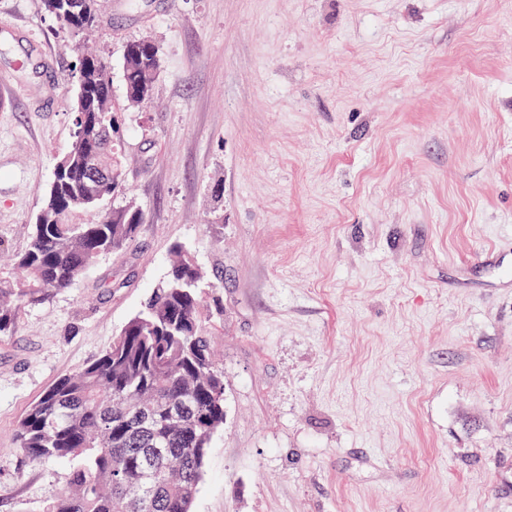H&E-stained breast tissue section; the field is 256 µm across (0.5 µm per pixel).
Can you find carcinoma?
Wrapping results in <instances>:
<instances>
[{"label": "carcinoma", "mask_w": 512, "mask_h": 512, "mask_svg": "<svg viewBox=\"0 0 512 512\" xmlns=\"http://www.w3.org/2000/svg\"><path fill=\"white\" fill-rule=\"evenodd\" d=\"M69 2L43 0V6L77 36L97 27L99 0H75L74 12ZM159 64L153 41L125 46L129 105L151 101ZM75 70L72 144L55 163L27 247L14 257L20 276L0 277V336L10 334L21 307L48 303L102 256L127 249L144 221L141 210L125 206L93 224L68 222L122 185L111 67L101 55L82 51ZM90 163L107 175L93 194ZM200 279L192 260L179 255L112 347L60 378L28 409L17 451L74 462L42 512H189L211 439L224 426V369L214 359ZM129 485L143 487L142 501L126 495Z\"/></svg>", "instance_id": "cac0c4a2"}]
</instances>
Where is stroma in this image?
<instances>
[{
    "label": "stroma",
    "mask_w": 512,
    "mask_h": 512,
    "mask_svg": "<svg viewBox=\"0 0 512 512\" xmlns=\"http://www.w3.org/2000/svg\"><path fill=\"white\" fill-rule=\"evenodd\" d=\"M123 183L144 214L0 338V512L68 462L28 408L107 350L174 247L219 303L224 427L191 512H512V0H100ZM160 54L125 104L127 42ZM79 40L0 0V247L72 141Z\"/></svg>",
    "instance_id": "obj_1"
}]
</instances>
